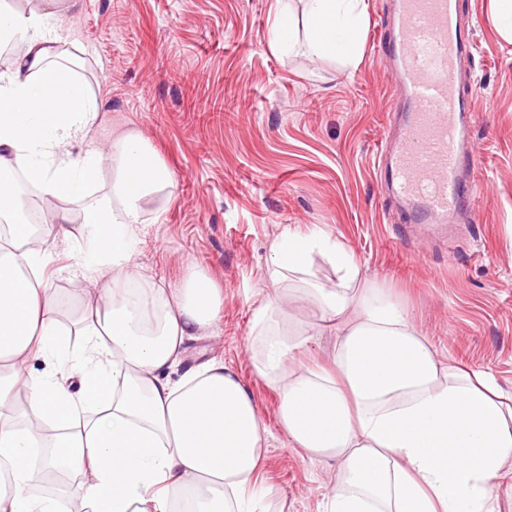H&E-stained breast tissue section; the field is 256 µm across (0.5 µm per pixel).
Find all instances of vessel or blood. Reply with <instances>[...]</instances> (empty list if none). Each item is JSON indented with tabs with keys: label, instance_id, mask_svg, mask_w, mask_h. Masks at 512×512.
Returning a JSON list of instances; mask_svg holds the SVG:
<instances>
[{
	"label": "vessel or blood",
	"instance_id": "obj_1",
	"mask_svg": "<svg viewBox=\"0 0 512 512\" xmlns=\"http://www.w3.org/2000/svg\"><path fill=\"white\" fill-rule=\"evenodd\" d=\"M384 64L398 93V142L380 153L379 175L411 221L440 227L471 208L475 108L459 67L473 38L459 0H396L381 32Z\"/></svg>",
	"mask_w": 512,
	"mask_h": 512
}]
</instances>
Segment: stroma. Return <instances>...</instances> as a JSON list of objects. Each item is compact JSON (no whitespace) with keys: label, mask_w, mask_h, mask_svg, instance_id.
<instances>
[{"label":"stroma","mask_w":512,"mask_h":512,"mask_svg":"<svg viewBox=\"0 0 512 512\" xmlns=\"http://www.w3.org/2000/svg\"><path fill=\"white\" fill-rule=\"evenodd\" d=\"M275 5L78 0L67 51L101 103L103 130L138 131L174 174L144 205L136 264L171 284L192 264L222 291L217 334L190 342L177 373L202 354L234 369L267 429L265 512H324L337 464L290 447L278 393L246 352L271 293V245L289 230L329 233L390 286L441 357L490 370L511 396L512 35L497 0H460L475 46L460 81L478 114L477 201L470 219L440 230L405 223L377 178L395 101L375 32L394 0H364L354 65L279 49Z\"/></svg>","instance_id":"35a3bbf8"}]
</instances>
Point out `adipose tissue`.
I'll use <instances>...</instances> for the list:
<instances>
[{"label": "adipose tissue", "mask_w": 512, "mask_h": 512, "mask_svg": "<svg viewBox=\"0 0 512 512\" xmlns=\"http://www.w3.org/2000/svg\"><path fill=\"white\" fill-rule=\"evenodd\" d=\"M59 2L0 11V45L25 46L0 65V512H62L60 498L31 494L38 472L73 487L76 512H257L270 490L258 485L265 429L248 390L214 357L169 377L187 342L213 332L221 293L193 265L174 286L140 287L143 204L173 177L137 131L93 141L101 107L52 54L66 22ZM362 2L306 0L301 38L278 0L274 35L282 48L356 63ZM106 164L109 195L76 225L52 211L39 233L3 175L15 166L47 197L80 200ZM62 243L65 273L87 296L70 328L49 269ZM318 255L337 285L303 289L318 318L286 327L283 283ZM268 285L249 333L255 372L278 390L291 447L338 462L327 512H498L493 489L512 480V399L490 372L442 361L390 289L325 231L281 235ZM156 310L151 331L143 319ZM327 334L325 359L303 361ZM33 360L42 373L29 372Z\"/></svg>", "instance_id": "obj_1"}]
</instances>
